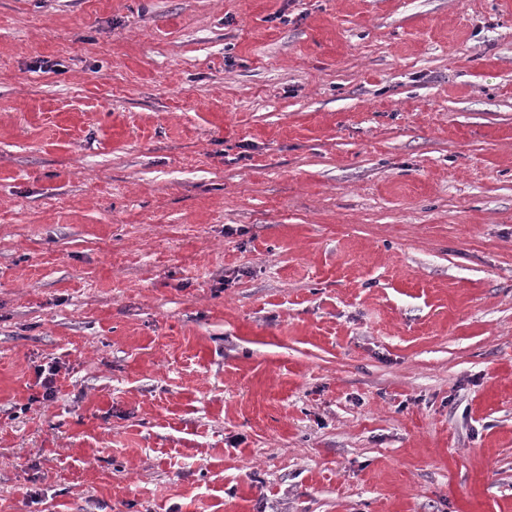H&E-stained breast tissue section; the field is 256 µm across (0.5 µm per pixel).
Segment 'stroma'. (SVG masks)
<instances>
[{"label":"stroma","instance_id":"stroma-1","mask_svg":"<svg viewBox=\"0 0 512 512\" xmlns=\"http://www.w3.org/2000/svg\"><path fill=\"white\" fill-rule=\"evenodd\" d=\"M0 512H512V0H0Z\"/></svg>","mask_w":512,"mask_h":512}]
</instances>
